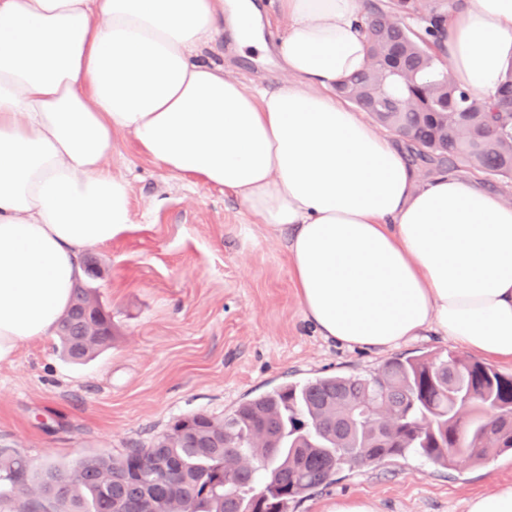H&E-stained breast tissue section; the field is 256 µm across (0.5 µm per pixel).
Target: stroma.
Listing matches in <instances>:
<instances>
[{"mask_svg": "<svg viewBox=\"0 0 512 512\" xmlns=\"http://www.w3.org/2000/svg\"><path fill=\"white\" fill-rule=\"evenodd\" d=\"M207 55L251 89L283 77L275 61L235 54L223 38ZM114 142L109 167L131 185L133 222L85 251L100 268L89 287L112 312V345L74 364L48 336L0 364V448L70 470L148 445L176 417H222L283 385L369 373L391 358L318 336L281 238L234 196L164 171L129 136ZM504 485L510 452L448 468L411 456L340 472L288 512H325L339 498L370 499L377 512H463L466 499Z\"/></svg>", "mask_w": 512, "mask_h": 512, "instance_id": "obj_1", "label": "stroma"}]
</instances>
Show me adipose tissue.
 <instances>
[{"label":"adipose tissue","mask_w":512,"mask_h":512,"mask_svg":"<svg viewBox=\"0 0 512 512\" xmlns=\"http://www.w3.org/2000/svg\"><path fill=\"white\" fill-rule=\"evenodd\" d=\"M285 74L248 89L200 49L257 45L254 0H0V364L56 331L78 255L133 222L106 163L129 135L163 170L286 236L305 319L387 350L431 330L512 362V202L481 175L420 179L334 93L366 69L363 0H270ZM437 50L469 94L512 66V0H462Z\"/></svg>","instance_id":"obj_1"}]
</instances>
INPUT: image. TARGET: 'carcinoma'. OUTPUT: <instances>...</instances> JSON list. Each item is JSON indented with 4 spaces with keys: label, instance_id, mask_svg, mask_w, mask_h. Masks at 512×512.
<instances>
[{
    "label": "carcinoma",
    "instance_id": "cac0c4a2",
    "mask_svg": "<svg viewBox=\"0 0 512 512\" xmlns=\"http://www.w3.org/2000/svg\"><path fill=\"white\" fill-rule=\"evenodd\" d=\"M420 0L368 4L370 68L336 93L406 140L407 160L433 171L479 172L512 181V66L494 94L470 96L445 60L404 19ZM96 302L76 288L77 304ZM111 317L60 336L83 361L112 345ZM512 452V375L459 356L399 355L377 371L288 384L218 418L177 419L149 446L82 459L72 471H36L0 449V506L22 512H288L298 494L344 470L419 456L434 465L481 462ZM172 462L175 473L155 467Z\"/></svg>",
    "mask_w": 512,
    "mask_h": 512
}]
</instances>
